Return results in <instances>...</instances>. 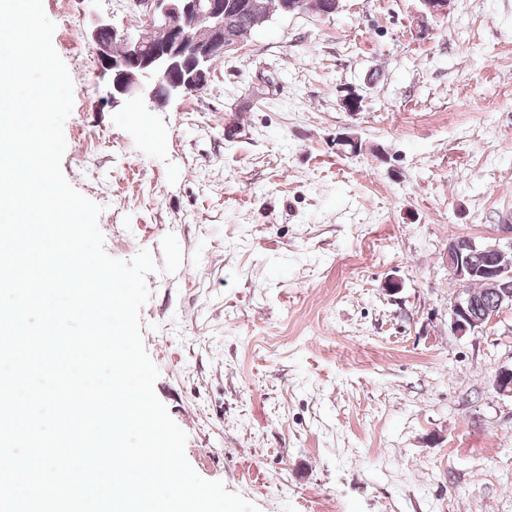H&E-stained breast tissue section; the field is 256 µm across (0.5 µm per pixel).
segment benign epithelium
Instances as JSON below:
<instances>
[{
	"mask_svg": "<svg viewBox=\"0 0 512 512\" xmlns=\"http://www.w3.org/2000/svg\"><path fill=\"white\" fill-rule=\"evenodd\" d=\"M340 0H285L286 14H315L327 18L339 9ZM421 20L448 13L450 0H420ZM144 7V23L136 32L119 29L110 23L96 22L84 32L96 49L97 67L109 76L107 97L112 105L147 100L161 107L170 99L205 88L211 77L209 61L238 46L228 32L231 14L255 13L257 0H137ZM209 25L200 29L190 46L182 42L181 30L200 17ZM124 53L113 54L114 43ZM342 152L362 151L361 140L351 134L336 136ZM503 254L498 244L466 240L463 248L448 243V262L457 266L459 289L452 296L450 328L463 336L494 324L505 309H512V270L501 266ZM479 276L494 292L495 301L477 309L468 290L472 278ZM496 391L512 396V367L499 369L494 378Z\"/></svg>",
	"mask_w": 512,
	"mask_h": 512,
	"instance_id": "1",
	"label": "benign epithelium"
}]
</instances>
